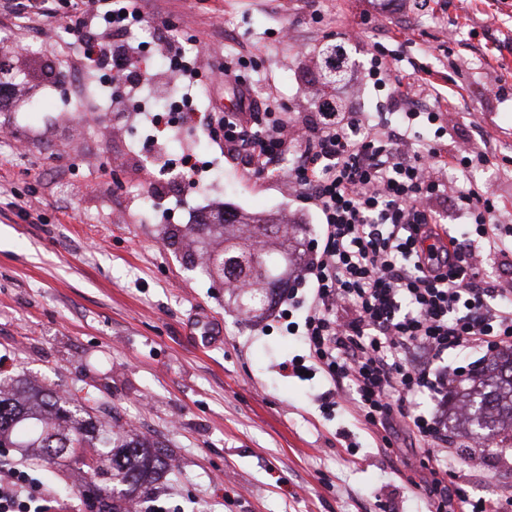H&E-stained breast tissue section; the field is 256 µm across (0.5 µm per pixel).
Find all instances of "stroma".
<instances>
[{
	"instance_id": "35a3bbf8",
	"label": "stroma",
	"mask_w": 512,
	"mask_h": 512,
	"mask_svg": "<svg viewBox=\"0 0 512 512\" xmlns=\"http://www.w3.org/2000/svg\"><path fill=\"white\" fill-rule=\"evenodd\" d=\"M145 22L175 23L197 46L207 111L225 112L234 80L212 71L246 57L258 98L289 112L317 111L323 51L340 46L341 112L389 121L395 81L431 75L414 101L442 112V155L459 143L485 153L502 218L512 217V0H142ZM61 17L27 21L0 12L10 33L0 52L21 85L0 102V136L23 146L0 154V377L115 411L122 423L166 446L169 467L152 483L169 512H428L412 480L414 441L401 454L379 448L334 386L310 366L305 308L248 319L227 305L219 279L200 276L183 222L146 219L137 191L161 177L128 155L127 115L56 113L45 93L56 66ZM384 46L394 78L371 79ZM30 125L17 127L15 107ZM215 159L224 180L189 190L197 206L229 202L253 213L292 214L321 233L283 172L244 175L235 157L205 137L174 140ZM26 202L11 207L12 197ZM211 342L201 345L202 332ZM308 367L306 377L294 363ZM38 497L57 512H85L89 476L70 459L33 465Z\"/></svg>"
}]
</instances>
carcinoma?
Returning <instances> with one entry per match:
<instances>
[{"label":"carcinoma","mask_w":512,"mask_h":512,"mask_svg":"<svg viewBox=\"0 0 512 512\" xmlns=\"http://www.w3.org/2000/svg\"><path fill=\"white\" fill-rule=\"evenodd\" d=\"M213 224H190L186 231L202 244L207 274L241 280L250 290L231 294L229 303L240 313L270 310L277 291L286 285L278 270L298 263L304 254L302 224L279 243L266 234L280 228L273 214H250L226 204L210 211ZM49 392L32 402L19 390L0 385V448H36L48 466L64 455L90 471L88 489L98 512H128L123 502L134 499L148 478L158 474L167 456L164 447L128 439L117 417H77L78 405ZM448 408L463 424L485 431L483 441L495 448H512V352L491 356L475 366L471 378L456 387Z\"/></svg>","instance_id":"carcinoma-1"}]
</instances>
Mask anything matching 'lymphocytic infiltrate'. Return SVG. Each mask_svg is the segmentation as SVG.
<instances>
[{"label":"lymphocytic infiltrate","mask_w":512,"mask_h":512,"mask_svg":"<svg viewBox=\"0 0 512 512\" xmlns=\"http://www.w3.org/2000/svg\"><path fill=\"white\" fill-rule=\"evenodd\" d=\"M96 2L68 0L77 55L86 68L111 70L125 97H139L149 83L138 49L104 38L88 20H140V0H113L103 13ZM144 119L155 130L145 148L155 155L170 137L201 134L240 156L251 177L293 157L288 182L322 226L301 275L311 290L304 336L312 360L381 447L394 449L404 434L423 442L418 487L439 508L460 499L466 512H512L511 496L466 497L460 462L481 459L476 449L442 445L448 393L470 374L447 365L448 355L512 350V224L500 223L488 185L453 195L437 177L484 155L463 149L445 157L434 140L415 149L416 125H439L440 113L412 109L399 123L376 125L363 112L336 115L327 95L302 128L284 105L252 99L175 129L155 111ZM442 206L462 213L473 235L458 237L442 223ZM32 489L28 471L0 472V512H51Z\"/></svg>","instance_id":"lymphocytic-infiltrate-1"}]
</instances>
